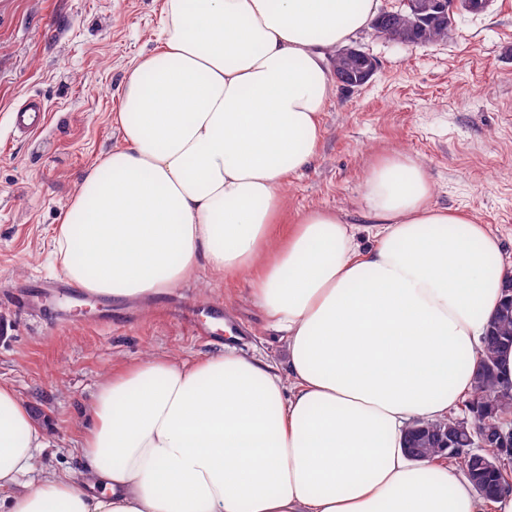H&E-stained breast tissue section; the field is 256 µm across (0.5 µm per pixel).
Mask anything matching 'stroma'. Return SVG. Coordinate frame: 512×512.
I'll list each match as a JSON object with an SVG mask.
<instances>
[{
	"instance_id": "stroma-1",
	"label": "stroma",
	"mask_w": 512,
	"mask_h": 512,
	"mask_svg": "<svg viewBox=\"0 0 512 512\" xmlns=\"http://www.w3.org/2000/svg\"><path fill=\"white\" fill-rule=\"evenodd\" d=\"M162 0H0V382L13 386L50 437L40 464L82 479L78 448L99 384L149 355L196 361L232 347L285 364L286 343L247 278L207 270L166 295L95 306L54 325L13 306L15 287L61 275L55 229L83 172L121 146L117 113L127 70L156 45ZM372 78L337 89L322 115L314 163L287 178L284 223L322 207L357 217L378 159H419L439 206L486 225L512 269V0L460 11L445 43L404 46L361 30ZM102 87L91 95L90 87ZM39 98L45 124L18 134L14 112ZM242 326L225 335L214 307Z\"/></svg>"
}]
</instances>
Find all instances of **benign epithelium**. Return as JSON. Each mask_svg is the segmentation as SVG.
Masks as SVG:
<instances>
[{"mask_svg":"<svg viewBox=\"0 0 512 512\" xmlns=\"http://www.w3.org/2000/svg\"><path fill=\"white\" fill-rule=\"evenodd\" d=\"M409 10L403 14L381 12L374 20L376 33L388 40L410 46L423 43L421 35L448 24L457 10L459 0H405ZM336 55L346 61V65L335 71L337 81L346 89L366 84L377 68L376 60L356 46L336 49ZM469 425L465 418H450L445 429L435 435L437 447L457 449V433ZM475 447L482 448L492 443L499 448L498 456L484 460V468L496 469L502 461L512 460V422L506 421L492 433L476 432Z\"/></svg>","mask_w":512,"mask_h":512,"instance_id":"1","label":"benign epithelium"}]
</instances>
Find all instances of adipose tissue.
Segmentation results:
<instances>
[{"mask_svg": "<svg viewBox=\"0 0 512 512\" xmlns=\"http://www.w3.org/2000/svg\"><path fill=\"white\" fill-rule=\"evenodd\" d=\"M379 0H164L157 48L128 71L122 145L85 174L55 236L77 288L159 295L206 269L249 279L286 366L230 350L151 355L97 390L84 480L38 472L49 438L0 383L9 512H512L440 458L404 451L417 420L474 393L478 352L511 271L501 241L433 203L419 159L364 181L347 214L274 226L287 177L316 157L336 92L328 57Z\"/></svg>", "mask_w": 512, "mask_h": 512, "instance_id": "ef3b65f1", "label": "adipose tissue"}]
</instances>
